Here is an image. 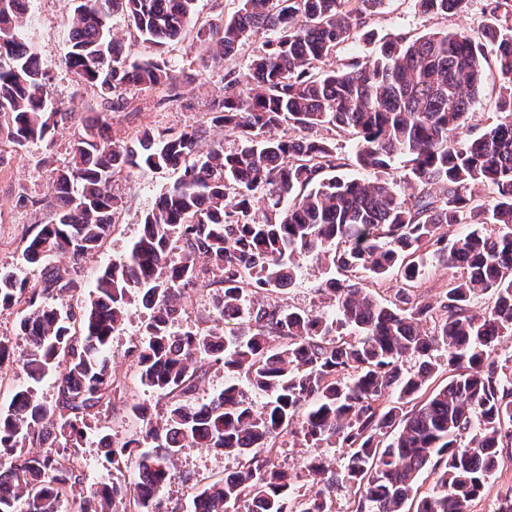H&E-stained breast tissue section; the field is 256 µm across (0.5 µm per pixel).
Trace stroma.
Masks as SVG:
<instances>
[{"instance_id":"stroma-1","label":"stroma","mask_w":512,"mask_h":512,"mask_svg":"<svg viewBox=\"0 0 512 512\" xmlns=\"http://www.w3.org/2000/svg\"><path fill=\"white\" fill-rule=\"evenodd\" d=\"M70 10L69 0H32L27 14L28 27L35 34L38 54L50 77L49 94L55 105L77 115L76 121L60 127L55 133L56 144L50 151L60 166L66 161L68 143L82 131L81 116L98 111L100 103L93 88L78 84L61 65L68 51L65 31ZM484 22L482 0H472L466 13L445 18L423 13L416 0H385L382 9L367 26L368 32L374 35L373 40L360 36L343 43L337 49L336 61L347 64L370 60L376 40L392 34L400 33L415 39L462 26L477 28ZM111 25L113 31L124 38L130 60L159 57L178 71L183 82L180 96L175 100L168 99L161 90L128 87L126 94L132 98V106L107 115L109 133L116 140L145 125L178 131L185 125L209 120L214 102L224 94L227 71L245 73L252 57L262 50L268 38L266 32H258L226 63L202 70L196 63L199 43L195 31H188L177 46L161 51L130 33L121 15H114ZM45 151L48 150L44 145L37 143L29 145L21 154L0 160V272H10L19 278L29 279L34 275L22 257V238L26 231L48 219L49 210L42 201L46 173L38 164ZM174 179V172L167 169L145 173L135 169L114 177L112 190L122 200L113 216L116 230L103 251L87 259L79 268L78 274L84 283H91L98 270L121 255L128 243L139 235L143 213L152 206L159 191ZM22 193L29 197V204H18V196ZM323 278L322 271L313 262L301 260L299 276L285 291V301L306 309L318 308L322 301L319 286ZM132 402L146 405L156 415L163 414L165 409L163 398L137 384L125 390L121 400L100 414L80 444V457L86 463L85 487L94 488L112 480V468L98 446L100 433H108L117 440L139 436L140 423L131 418L126 409ZM237 464L234 457L208 448L186 452L177 461L166 487L165 506L172 508L187 503L190 488L196 481L221 477L226 469Z\"/></svg>"}]
</instances>
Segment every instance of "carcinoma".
Here are the masks:
<instances>
[{
  "mask_svg": "<svg viewBox=\"0 0 512 512\" xmlns=\"http://www.w3.org/2000/svg\"><path fill=\"white\" fill-rule=\"evenodd\" d=\"M240 2L197 32L217 64L258 31L271 34L245 74H225L210 118L239 130L240 146L224 150L196 123L126 141L84 124L69 161L49 171L50 219L26 237L23 257L37 276L0 273V308L16 310L23 326L22 346L0 338V364L17 365L28 382L0 409V512H61L68 500L76 512H163L175 461L193 448L232 455L240 470L196 486L189 512H334L340 486L353 493L351 512H410L414 500L415 512H468L512 445V356L499 355L512 336V0H483L487 23L477 30L391 35L369 63L343 66L334 65L336 49L363 34L384 0ZM417 2L446 16L470 0ZM194 9L195 0H76L64 66L97 88L107 112L128 107L130 85L175 97L165 62L129 61L108 21L123 13L160 49L181 42ZM489 64L501 82L498 119L473 135L468 114ZM46 80L20 0H0V142L48 144L72 119ZM331 126L357 135L363 167L404 158L402 178L338 174L335 145L312 134ZM132 169L179 175L74 307L77 269L53 258L99 251L115 230L112 177ZM429 255L460 272L435 300L417 292ZM296 256L341 274L321 288L322 311L280 299L297 276ZM354 273L395 282L389 299ZM202 284L215 287L207 326L177 328L180 300ZM488 294L492 304L475 311ZM134 316L136 375L167 408L154 420L134 404L141 437H100L115 476L87 489L79 444L122 398L112 336ZM206 358L228 379L197 405ZM410 358L420 359L417 369L405 368ZM57 368L56 397L39 398L33 385ZM446 371L448 382H436ZM290 434L307 447L346 449L341 468L328 471L320 456L274 464ZM131 467L133 484L124 479ZM428 468L434 485L419 498Z\"/></svg>",
  "mask_w": 512,
  "mask_h": 512,
  "instance_id": "carcinoma-1",
  "label": "carcinoma"
}]
</instances>
